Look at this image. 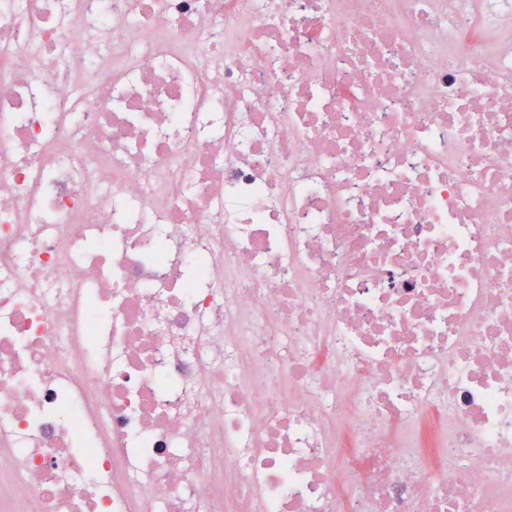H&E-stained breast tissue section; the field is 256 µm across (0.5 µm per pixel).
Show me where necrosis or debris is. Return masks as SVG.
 <instances>
[{"label": "necrosis or debris", "instance_id": "necrosis-or-debris-1", "mask_svg": "<svg viewBox=\"0 0 512 512\" xmlns=\"http://www.w3.org/2000/svg\"><path fill=\"white\" fill-rule=\"evenodd\" d=\"M0 512H512V0H0Z\"/></svg>", "mask_w": 512, "mask_h": 512}]
</instances>
